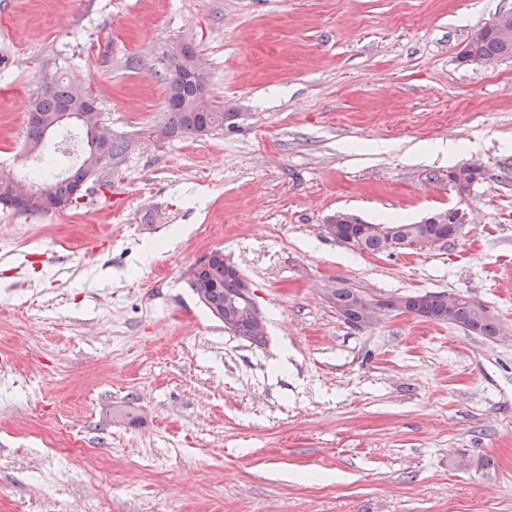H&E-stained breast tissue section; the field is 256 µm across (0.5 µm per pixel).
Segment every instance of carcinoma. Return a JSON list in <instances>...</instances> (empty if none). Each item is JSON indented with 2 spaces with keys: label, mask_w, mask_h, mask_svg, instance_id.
Segmentation results:
<instances>
[{
  "label": "carcinoma",
  "mask_w": 512,
  "mask_h": 512,
  "mask_svg": "<svg viewBox=\"0 0 512 512\" xmlns=\"http://www.w3.org/2000/svg\"><path fill=\"white\" fill-rule=\"evenodd\" d=\"M461 58L467 62H481L487 58L498 60L512 59V40H504L492 29L485 30L479 39H471L461 52ZM165 81L168 87L177 88L179 101L166 104L162 121L155 128H162L173 139L195 135V130L214 131L224 127V109L215 105L213 100L201 112L195 108V85L178 78V73L166 69ZM81 86L64 82L53 76L42 79L33 103L34 111L27 115V147L34 153H41L47 147L44 132L46 125L66 108L82 110L78 105ZM481 178V173L470 172L461 167L448 171V184L459 193H465L471 185ZM29 181L37 186L49 188L57 196L70 192L69 179L59 174H48L44 170L31 175ZM444 215L438 212L417 223L366 224L344 212H338L326 219L328 224L341 225L340 237L352 241L355 246L372 254L390 255L398 252L412 253V238L416 236H435L452 243L448 225L436 222ZM190 287L209 311L217 310L224 314L232 326V332L248 340L257 347L266 343L267 326L260 325L236 299L241 288V279L225 272L224 258L216 257L207 266L199 268L190 278ZM407 310L421 318L438 323H450L472 333L494 338L501 332L495 316L480 301L462 294L446 292H426L424 294L404 295ZM378 299L354 288L338 286L331 295V303L336 313L346 324L350 318H359Z\"/></svg>",
  "instance_id": "cac0c4a2"
}]
</instances>
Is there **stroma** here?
Returning a JSON list of instances; mask_svg holds the SVG:
<instances>
[{
  "label": "stroma",
  "instance_id": "stroma-1",
  "mask_svg": "<svg viewBox=\"0 0 512 512\" xmlns=\"http://www.w3.org/2000/svg\"><path fill=\"white\" fill-rule=\"evenodd\" d=\"M512 0H0V175L29 173L27 114L57 73L133 146L108 191L0 208V512H512V59L460 54ZM196 50L227 117L144 137L164 55ZM448 143V155L418 147ZM480 166L466 193L448 170ZM454 245L373 255L324 236L345 212ZM219 250L267 342L189 286ZM53 252L52 260L42 252ZM331 285L453 292L508 337L383 314ZM81 438L91 457L44 448ZM331 295V303L336 309V313L343 321L352 327L359 328L346 316L358 319L361 315L368 312V309L375 303H380L384 299H376L368 294L363 293L359 289L336 286L333 288Z\"/></svg>",
  "mask_w": 512,
  "mask_h": 512
}]
</instances>
